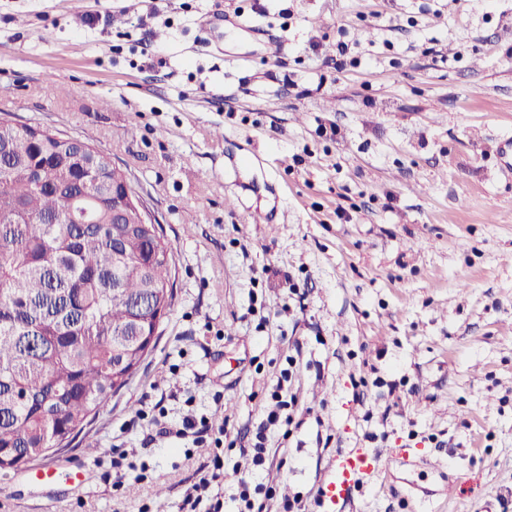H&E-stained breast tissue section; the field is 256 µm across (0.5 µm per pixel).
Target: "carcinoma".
<instances>
[{"mask_svg":"<svg viewBox=\"0 0 512 512\" xmlns=\"http://www.w3.org/2000/svg\"><path fill=\"white\" fill-rule=\"evenodd\" d=\"M0 111V471L49 461L84 432L147 355L131 302L174 297L173 248L153 224L112 223L110 157L74 184L73 146L27 138ZM84 196L89 223L68 219Z\"/></svg>","mask_w":512,"mask_h":512,"instance_id":"carcinoma-1","label":"carcinoma"}]
</instances>
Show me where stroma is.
<instances>
[{
    "label": "stroma",
    "instance_id": "35a3bbf8",
    "mask_svg": "<svg viewBox=\"0 0 512 512\" xmlns=\"http://www.w3.org/2000/svg\"><path fill=\"white\" fill-rule=\"evenodd\" d=\"M52 2L0 0V109L90 141L135 177L174 249V303L133 382L57 460L85 466L82 488L0 472V512L151 499L177 512L206 451L137 420L154 404L174 429L223 422L238 443L224 452L232 501L238 449L291 356L302 424L285 442L268 430L255 483L325 512L336 451L390 446L428 463H391L334 512L512 504V154L499 150L512 138V0ZM218 10L268 37L233 20L206 45ZM332 123L338 135L321 134ZM117 446L151 482L113 492Z\"/></svg>",
    "mask_w": 512,
    "mask_h": 512
}]
</instances>
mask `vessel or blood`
<instances>
[{"mask_svg": "<svg viewBox=\"0 0 512 512\" xmlns=\"http://www.w3.org/2000/svg\"><path fill=\"white\" fill-rule=\"evenodd\" d=\"M415 463L409 448H344L339 450L323 472L320 483L322 500L327 508L349 502L355 487L364 480L379 477L394 459Z\"/></svg>", "mask_w": 512, "mask_h": 512, "instance_id": "vessel-or-blood-1", "label": "vessel or blood"}]
</instances>
